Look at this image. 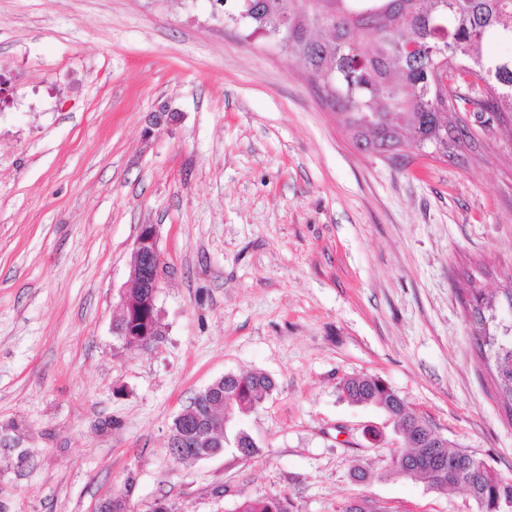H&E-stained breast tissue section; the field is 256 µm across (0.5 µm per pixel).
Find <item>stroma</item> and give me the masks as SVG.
Returning <instances> with one entry per match:
<instances>
[{
	"mask_svg": "<svg viewBox=\"0 0 512 512\" xmlns=\"http://www.w3.org/2000/svg\"><path fill=\"white\" fill-rule=\"evenodd\" d=\"M0 90V512H478L395 475L403 438L342 396L354 374L512 478L470 316L512 326V129L444 161L361 152L214 0H0ZM144 224L169 274L160 336L130 350L113 326ZM252 372L274 383L243 420L258 453L174 459L191 398Z\"/></svg>",
	"mask_w": 512,
	"mask_h": 512,
	"instance_id": "obj_1",
	"label": "stroma"
}]
</instances>
